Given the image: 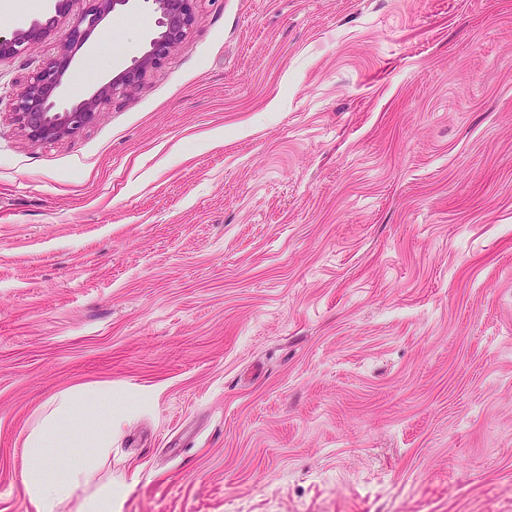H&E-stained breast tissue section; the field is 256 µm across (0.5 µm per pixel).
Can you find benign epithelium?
<instances>
[{
  "label": "benign epithelium",
  "mask_w": 512,
  "mask_h": 512,
  "mask_svg": "<svg viewBox=\"0 0 512 512\" xmlns=\"http://www.w3.org/2000/svg\"><path fill=\"white\" fill-rule=\"evenodd\" d=\"M194 0H152L159 13V32L151 38L148 48L125 69L103 81L92 93L69 109L57 108V95L63 79L71 69V45L79 42L109 13L117 12L130 0H96L83 10L68 39L39 71L33 74L10 103L13 121L33 142H53L69 138L93 123L102 106L116 96L130 97L138 89L145 73L172 55L184 42L195 22ZM51 32L50 24L33 20L5 34L0 32V58L18 54L44 39Z\"/></svg>",
  "instance_id": "1"
}]
</instances>
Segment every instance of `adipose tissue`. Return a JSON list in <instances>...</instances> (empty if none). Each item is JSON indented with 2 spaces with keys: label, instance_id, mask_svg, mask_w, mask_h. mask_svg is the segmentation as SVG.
Segmentation results:
<instances>
[{
  "label": "adipose tissue",
  "instance_id": "adipose-tissue-1",
  "mask_svg": "<svg viewBox=\"0 0 512 512\" xmlns=\"http://www.w3.org/2000/svg\"><path fill=\"white\" fill-rule=\"evenodd\" d=\"M125 401L108 384L75 386L49 397L23 444L21 486L33 512H112V418Z\"/></svg>",
  "mask_w": 512,
  "mask_h": 512
}]
</instances>
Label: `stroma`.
<instances>
[{"mask_svg":"<svg viewBox=\"0 0 512 512\" xmlns=\"http://www.w3.org/2000/svg\"><path fill=\"white\" fill-rule=\"evenodd\" d=\"M0 59V512L54 393L108 383L112 512H512V0H195L75 136ZM151 0L75 53L131 64Z\"/></svg>","mask_w":512,"mask_h":512,"instance_id":"35a3bbf8","label":"stroma"}]
</instances>
